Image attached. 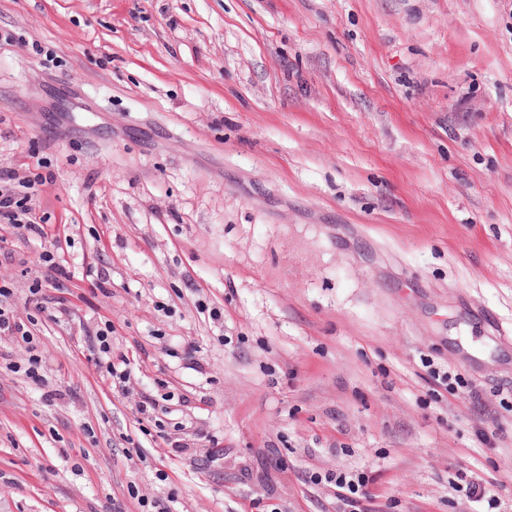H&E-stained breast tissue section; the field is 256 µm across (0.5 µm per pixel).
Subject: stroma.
Returning a JSON list of instances; mask_svg holds the SVG:
<instances>
[{"instance_id": "1", "label": "stroma", "mask_w": 512, "mask_h": 512, "mask_svg": "<svg viewBox=\"0 0 512 512\" xmlns=\"http://www.w3.org/2000/svg\"><path fill=\"white\" fill-rule=\"evenodd\" d=\"M41 162L0 512H336L339 471L512 512V0H0V167Z\"/></svg>"}]
</instances>
